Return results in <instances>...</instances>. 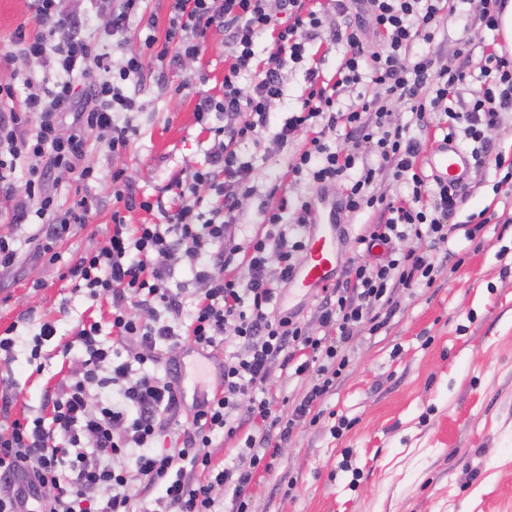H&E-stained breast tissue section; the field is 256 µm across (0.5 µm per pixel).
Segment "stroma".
Wrapping results in <instances>:
<instances>
[{
    "label": "stroma",
    "instance_id": "stroma-1",
    "mask_svg": "<svg viewBox=\"0 0 512 512\" xmlns=\"http://www.w3.org/2000/svg\"><path fill=\"white\" fill-rule=\"evenodd\" d=\"M321 2V69L330 77L345 51L332 34L345 19L333 0ZM449 3L453 13L433 42L416 43L415 49L436 51L448 61L468 47V68L479 74L482 52L499 34L474 22L469 0ZM233 52L227 34L213 32L199 58H181L160 73L145 69L141 109L130 115L138 134L126 153L111 155L89 139L102 182L83 185L66 175L50 185L61 205L82 196L94 213L93 223L72 225L58 241V263L40 255L41 226L12 223L11 207L0 194V235L13 237L17 249L14 264L0 270V331L17 327L11 361L0 360V389L14 398L0 429L41 413L46 392L65 374L60 345L79 320L99 321L102 341L112 343L109 301L88 300L62 274L73 256L96 248L112 222L118 205L104 181L113 169L124 170L135 199L147 197L167 208L174 198L170 184L205 167L212 141L194 106L201 95L222 96ZM306 70L303 63L288 66L285 99L273 106L259 144L240 147L259 175L231 229L237 242L260 231V212L273 207L278 194H317L309 180L286 178L289 155L267 150L289 107L306 92ZM485 138L491 158L473 170L466 201L452 221L467 223L484 210L496 213V220L485 225L477 245L460 233L439 247L426 237L406 241V248L438 266L433 287L399 291V307L384 328L343 344L350 363L321 402L323 417L294 430L276 472L254 486L253 512H512V193L493 191L501 177L494 154L512 160V111L502 113ZM46 321L57 334L34 363L32 338ZM333 411L353 421L339 438L331 434ZM347 451L363 470L360 480L339 470Z\"/></svg>",
    "mask_w": 512,
    "mask_h": 512
}]
</instances>
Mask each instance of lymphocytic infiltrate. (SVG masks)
<instances>
[{
  "instance_id": "lymphocytic-infiltrate-1",
  "label": "lymphocytic infiltrate",
  "mask_w": 512,
  "mask_h": 512,
  "mask_svg": "<svg viewBox=\"0 0 512 512\" xmlns=\"http://www.w3.org/2000/svg\"><path fill=\"white\" fill-rule=\"evenodd\" d=\"M142 0H98L92 12L79 14L64 0H32L35 32L17 28L4 62L35 58L55 71L53 85L25 79L24 100L13 85L0 84V190L24 181L15 197L13 221L46 227L42 253L56 263L55 246L71 225L88 223L86 200L59 204L49 189L54 175L68 173L80 183L98 180L87 161L89 136L112 155L123 154L138 129L118 122L119 112H136V90L145 68L175 63L204 52L206 35L227 32L235 51L224 74L222 97L200 96L197 122L221 112L227 125L214 128L208 168L177 186V203L163 211V223L130 224L113 212L112 226L92 251L67 265L75 290L92 300L109 298L116 347L99 339V326L79 321L62 349L70 367L59 386L47 393L43 415L13 421L0 431V512H134L136 501L154 489L162 494L161 512H216L215 487L231 496L230 512H251V489L258 473H273L294 429L307 421L315 404L334 387L349 364L338 346L364 329L378 330L380 311H395L399 290L433 285L438 269L428 257L403 244L430 237L447 244L456 225L451 217L465 196L429 181L419 157L422 143L394 113L417 120L435 114L449 127L463 125L475 143L473 156L484 164L485 129L497 126L512 109V56L486 48L483 80L473 86L466 63L447 64L437 53H418L416 41L432 42L444 23L443 0H336L345 28L333 38L346 51L335 80L319 67L307 70V94L275 133V151H287L304 139L287 175L310 180L319 189L336 183L353 168L354 154L330 145L327 135L344 128L348 138L370 145L372 160L345 189L343 207L351 213L378 211L376 223L355 237L354 255L342 273L321 289L312 321L291 313L270 315L279 286L290 281L306 249L305 230L312 203L280 197L262 210L264 236L236 243L229 230L237 222L240 199L255 169L238 147L257 141L270 122V105L283 96L288 63L308 58L319 38L321 11L314 0H171L164 39L154 34L155 18L138 50L112 62L111 39L125 36ZM372 19L377 48L362 40L363 23ZM270 35L264 59L255 41ZM249 87H241L242 77ZM377 87L360 107L342 108L341 97L355 85ZM469 95L466 111L451 103ZM399 189L379 191L381 174ZM214 199L201 211L200 188ZM383 249L384 259L374 257ZM276 270H269L270 260ZM189 269L198 288L185 342L189 348L228 346L222 385L216 395L195 406L181 426V441L161 448L163 421L181 408L171 361L155 355L157 343L174 336L171 317L182 311L180 292L169 282L177 268ZM281 365L315 382L288 415L274 411L268 379ZM249 407H242V399ZM239 442V463L215 469L209 447L216 435Z\"/></svg>"
}]
</instances>
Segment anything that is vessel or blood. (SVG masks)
Listing matches in <instances>:
<instances>
[{
  "label": "vessel or blood",
  "mask_w": 512,
  "mask_h": 512,
  "mask_svg": "<svg viewBox=\"0 0 512 512\" xmlns=\"http://www.w3.org/2000/svg\"><path fill=\"white\" fill-rule=\"evenodd\" d=\"M426 163L442 185L462 184L473 169L471 156L452 141H444L426 154ZM336 275V206L319 197L314 199L306 253L291 281L301 291H312L331 282Z\"/></svg>",
  "instance_id": "obj_1"
}]
</instances>
